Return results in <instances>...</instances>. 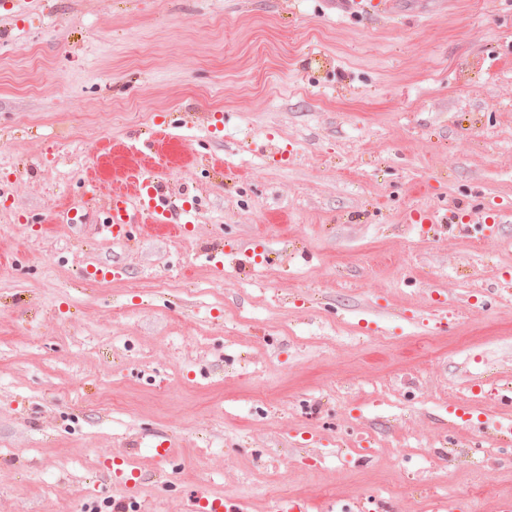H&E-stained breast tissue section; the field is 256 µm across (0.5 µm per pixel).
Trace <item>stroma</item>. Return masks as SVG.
Wrapping results in <instances>:
<instances>
[{"label":"stroma","mask_w":512,"mask_h":512,"mask_svg":"<svg viewBox=\"0 0 512 512\" xmlns=\"http://www.w3.org/2000/svg\"><path fill=\"white\" fill-rule=\"evenodd\" d=\"M380 7L0 0V512L512 497V0ZM152 174L188 233L99 235ZM425 221H430L431 223L441 224V226L448 233L465 232L469 235L477 237L478 235H493L499 232L498 224H488L487 219L483 215L477 216H469V222L474 224H463L464 218L460 217L459 214L454 210H448L444 213H433L429 217L428 216H419V219L416 220L418 224H424ZM206 505L201 504V500H195L188 505L189 512H242L238 501L232 497H218L206 499Z\"/></svg>","instance_id":"stroma-1"}]
</instances>
